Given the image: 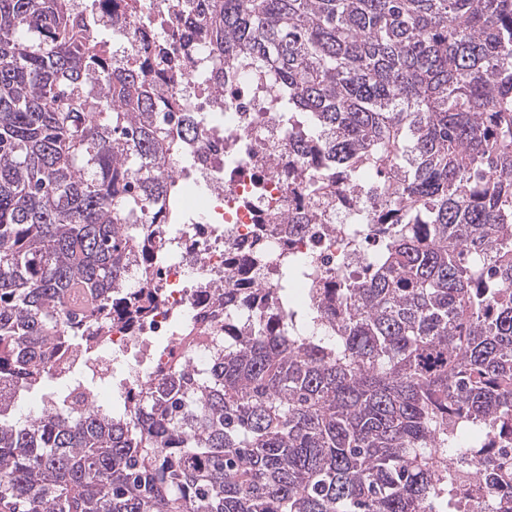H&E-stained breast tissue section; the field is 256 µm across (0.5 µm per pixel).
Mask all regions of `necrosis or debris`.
Listing matches in <instances>:
<instances>
[{
    "instance_id": "1",
    "label": "necrosis or debris",
    "mask_w": 512,
    "mask_h": 512,
    "mask_svg": "<svg viewBox=\"0 0 512 512\" xmlns=\"http://www.w3.org/2000/svg\"><path fill=\"white\" fill-rule=\"evenodd\" d=\"M160 0H142L139 14L114 12L112 24L123 29L129 45L153 40ZM182 80L171 90L179 111L218 108L216 128L199 127L190 141L197 166L186 172L174 157L166 164L185 185L184 204L191 223L168 235L165 253L150 277L131 269V293L150 287L156 301L146 321L127 328L112 326L93 342V354L81 362L83 379L97 387L96 409L109 408L116 391L138 392L175 364L207 369L212 349L198 335L224 325V289L243 294L255 286L273 287L285 254H293L320 272L355 279L367 266L376 225L350 240L347 215L372 199L374 183L339 180L334 201L315 220L286 233L288 219L306 200L296 174L301 166L287 129L268 95L278 81L275 71L254 72L233 56L213 52L199 42L183 62ZM267 257L263 275L233 272L234 259L248 257L255 245Z\"/></svg>"
}]
</instances>
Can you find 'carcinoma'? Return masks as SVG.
I'll use <instances>...</instances> for the list:
<instances>
[{
  "instance_id": "carcinoma-1",
  "label": "carcinoma",
  "mask_w": 512,
  "mask_h": 512,
  "mask_svg": "<svg viewBox=\"0 0 512 512\" xmlns=\"http://www.w3.org/2000/svg\"><path fill=\"white\" fill-rule=\"evenodd\" d=\"M95 2L0 0V378L27 392L61 338L86 357L144 317L127 270L189 222L155 167L181 71L156 52L147 83ZM157 21L277 69L306 195L372 173L384 198L353 220L386 231L347 288L284 258L265 322L224 328L203 374L181 363L102 415H71L66 386L31 421L0 395V512H448V459L484 429L512 446V0H162ZM140 201L162 222L113 221ZM485 470L512 512V466Z\"/></svg>"
}]
</instances>
